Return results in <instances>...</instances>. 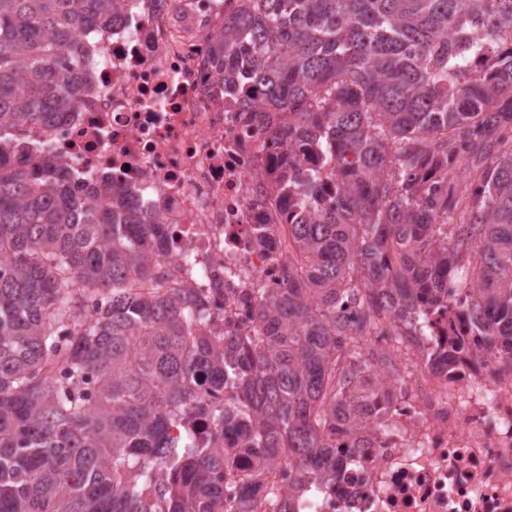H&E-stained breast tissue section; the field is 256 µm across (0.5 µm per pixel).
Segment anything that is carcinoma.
I'll return each mask as SVG.
<instances>
[{
	"instance_id": "cac0c4a2",
	"label": "carcinoma",
	"mask_w": 512,
	"mask_h": 512,
	"mask_svg": "<svg viewBox=\"0 0 512 512\" xmlns=\"http://www.w3.org/2000/svg\"><path fill=\"white\" fill-rule=\"evenodd\" d=\"M124 2L0 0V125L77 108L82 36ZM210 66L274 123L299 257L255 333L221 338L159 265L163 225L103 180L35 177L0 148V512H253L283 462L292 482L270 512H295L306 487L336 482L335 439L363 448L388 421L375 364L390 359L367 338L424 335L450 287L467 289L475 352L512 375V0H238ZM461 170L471 202L446 233ZM254 234L275 244L271 224ZM431 356L449 371L471 353Z\"/></svg>"
}]
</instances>
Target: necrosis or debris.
<instances>
[{
    "mask_svg": "<svg viewBox=\"0 0 512 512\" xmlns=\"http://www.w3.org/2000/svg\"><path fill=\"white\" fill-rule=\"evenodd\" d=\"M237 0H128L112 25L87 31L79 54L90 90L54 121L0 132L34 162L107 179L167 227L164 267L197 288L216 332L257 326L254 298L281 287L284 231L271 249L253 228L279 225L283 200L259 150L265 128L213 89L211 36ZM426 340L398 348L412 385H399L372 447L343 440L332 485L301 493L297 512H512V376L488 357L453 373L428 363L429 343L468 340L463 309L440 308Z\"/></svg>",
    "mask_w": 512,
    "mask_h": 512,
    "instance_id": "obj_1",
    "label": "necrosis or debris"
}]
</instances>
